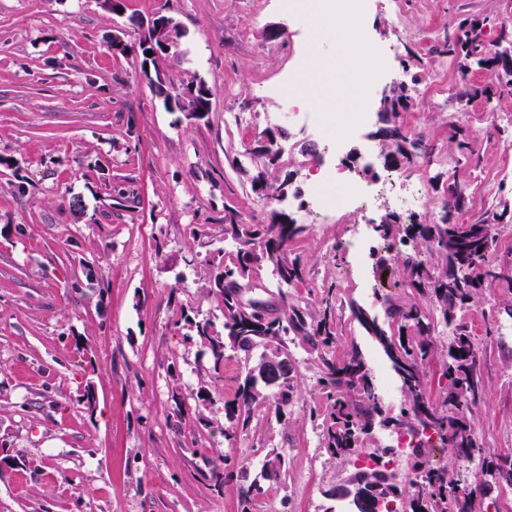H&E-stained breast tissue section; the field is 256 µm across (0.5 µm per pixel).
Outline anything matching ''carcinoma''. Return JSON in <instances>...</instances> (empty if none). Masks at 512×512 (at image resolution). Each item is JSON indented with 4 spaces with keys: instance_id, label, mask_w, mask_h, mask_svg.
<instances>
[{
    "instance_id": "obj_1",
    "label": "carcinoma",
    "mask_w": 512,
    "mask_h": 512,
    "mask_svg": "<svg viewBox=\"0 0 512 512\" xmlns=\"http://www.w3.org/2000/svg\"><path fill=\"white\" fill-rule=\"evenodd\" d=\"M512 50V19L499 26L496 42L484 36L483 21L465 17L453 32L435 42L428 53L459 63L466 73L469 63L486 74L480 82H465L458 87L457 97L469 103L480 101L492 105L504 97H512V84L499 76V56ZM414 106L403 85L392 87L378 106L377 138L388 151L384 166L402 169L415 157H431L435 145L409 133L403 114ZM448 137V149L464 159L473 156L466 131L454 123ZM254 154L263 166L251 177L253 192L268 195L287 183L272 175L273 159L258 145ZM443 215L430 224H405L399 216L388 213L380 237L385 245L377 265L396 264L398 285L410 291L408 300L384 297L387 331L378 318L370 317L358 307L351 316L375 337L392 362L405 390V403L393 417L404 424L421 415L429 417V427L461 463H476L483 474L503 480L512 486V451L491 452L484 448L472 426L471 407L484 391L480 358L471 341L467 324L457 312L478 302L490 288H512V264L491 265L488 254L494 249L498 230L512 224V200L499 202L495 209L477 219H460L470 209L469 186L458 178L443 184ZM304 228L294 222L283 223L277 213L263 224H242L239 213L224 208V239L235 243V250H220L209 255L210 289L220 295L224 310V333L215 330L208 319L193 323L188 340L207 349L213 370L224 368L227 352L243 355L248 362L256 351L268 361L245 368L233 398L224 401V439L233 443L238 433L248 429L261 405L272 403L277 421L287 418L290 406L298 398L300 384L292 360L291 347L307 349L319 368L317 384L323 399L304 406V415L320 430L322 448L331 458L348 461L359 450L363 437L371 433L384 413L377 396L374 376L359 350L352 348L341 357L331 354L336 344V280L323 283L320 303H285L268 314L260 315L243 305L235 296L237 284L251 278L252 272L265 262L273 266L278 287H291L307 281L309 270L300 254L288 250V243L301 238ZM397 240L410 245L408 250H393ZM452 330L442 376L445 388L433 397L427 390L424 366L437 352V322ZM288 470V454L267 450L260 479L240 488L242 512L263 490L281 483ZM409 490L384 481L375 469L358 468L336 495L349 500L353 512H396L391 503L396 497H407L409 512H477L478 497L484 487L471 486L460 468L435 466L429 458V447L415 449L408 474Z\"/></svg>"
}]
</instances>
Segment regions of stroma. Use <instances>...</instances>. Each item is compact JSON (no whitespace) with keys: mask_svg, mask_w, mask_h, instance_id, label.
<instances>
[{"mask_svg":"<svg viewBox=\"0 0 512 512\" xmlns=\"http://www.w3.org/2000/svg\"><path fill=\"white\" fill-rule=\"evenodd\" d=\"M512 0H377L367 47L410 43L428 49L440 29L469 11L486 17L494 36ZM164 11L184 36L181 59L159 67L181 85L202 79L212 93L201 120L164 108L144 75L132 17ZM282 26V39L266 38ZM128 44L112 49L113 36ZM346 39L323 32L308 10L287 17L279 0H125L122 13L102 0H0V512H241L239 487L259 473L255 447L281 448L290 464L281 484L265 487L252 512H327L330 492L353 471L320 445L302 404L319 399L318 367L295 348L301 392L287 424L257 413L236 443L225 441L224 401L244 368L238 357L215 374L208 356L190 343L185 316L199 315L222 328L220 299L208 283L210 252L232 249L224 238V209L236 208L245 224L288 213L306 226L294 247L311 282L333 276V248L362 224L375 226L389 212L437 221L440 192L428 206L378 200L370 211L342 222H321L284 203L252 192L262 161L253 148L265 131L303 122L311 101L341 98L358 80L345 66L359 59ZM299 67L300 77L282 84ZM461 74L445 58L424 72L425 100L404 116L413 132L439 148L434 171L472 183L470 216L493 209V185L512 189V143L487 120L512 125V98L495 113L480 103L454 118L444 90ZM345 119L311 126L282 147L278 173L306 185L317 168L309 148L322 146ZM468 128L488 187L457 164L448 149L449 122ZM204 227L193 238L192 225ZM339 279L338 339L342 355L358 348L380 375L390 363L350 314L359 305L383 316V295L408 298L384 282L376 255L344 258ZM272 267L252 275L257 298L274 305L307 297L309 286L277 290ZM512 302V291L493 288L460 313L479 352L484 396L471 417L478 436L496 452L512 449V319L486 333L484 314ZM93 386L95 407L81 401ZM208 386L212 404L196 393ZM238 466L222 488L211 485L224 457Z\"/></svg>","mask_w":512,"mask_h":512,"instance_id":"stroma-1","label":"stroma"}]
</instances>
